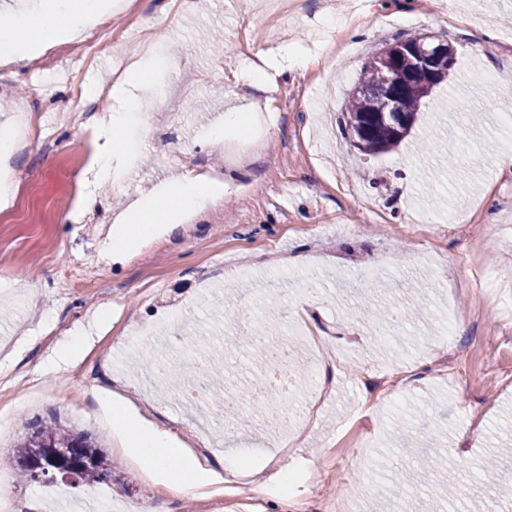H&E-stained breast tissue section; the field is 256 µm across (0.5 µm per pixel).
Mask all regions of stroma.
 I'll return each instance as SVG.
<instances>
[{
  "instance_id": "1",
  "label": "stroma",
  "mask_w": 512,
  "mask_h": 512,
  "mask_svg": "<svg viewBox=\"0 0 512 512\" xmlns=\"http://www.w3.org/2000/svg\"><path fill=\"white\" fill-rule=\"evenodd\" d=\"M108 20L113 41L93 64L78 37L50 71L0 65V132L15 131L19 104L31 109L29 149L6 154L22 204L0 203V462L13 491L31 512L94 493L75 478L19 477L26 422L55 416L99 439L113 512H209L220 497L235 512H512V168L495 162L512 154V0H200L177 11L126 0ZM410 37L449 43L455 64L397 148L362 156L340 112L368 57ZM261 51L308 64L265 91L236 82ZM146 52L151 122L124 129L123 164L79 213L89 145L106 130L95 108L69 119L73 93L111 86ZM229 110L266 122L225 131L223 151L211 150ZM184 171L220 172L223 203L131 242L120 262L103 259L128 206L159 198ZM74 258L94 280L63 285ZM380 308L395 315L381 337ZM298 313L335 359L313 369L311 344L296 338L291 409L305 392H330L283 452L249 397L265 365L248 338L282 335ZM81 333L79 354L52 367ZM189 335L202 344L187 348ZM152 351L223 363V383L207 374L201 385L249 427L211 423L197 452L193 412L144 383ZM114 399L218 481L185 493L154 476L131 455L130 432L97 418ZM230 456L261 468L263 489L225 470ZM404 471L415 476L406 490L395 485Z\"/></svg>"
}]
</instances>
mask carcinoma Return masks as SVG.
Listing matches in <instances>:
<instances>
[{
    "label": "carcinoma",
    "mask_w": 512,
    "mask_h": 512,
    "mask_svg": "<svg viewBox=\"0 0 512 512\" xmlns=\"http://www.w3.org/2000/svg\"><path fill=\"white\" fill-rule=\"evenodd\" d=\"M390 65V60L379 53L369 57L362 70L366 81L354 87L348 106L341 113L342 130L353 126L357 133L355 148L366 156L386 153L401 142L395 126L377 116L384 105V75ZM403 66L412 72V78L401 90L400 109L407 115L416 116L423 100L432 92V81L426 70L413 65L410 59H405ZM59 448L70 452L76 465L74 476L81 482L93 485L112 480V467L107 456L91 434L39 420L27 426V431L16 445L19 470L34 478L30 462Z\"/></svg>",
    "instance_id": "carcinoma-1"
}]
</instances>
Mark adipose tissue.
<instances>
[{"label":"adipose tissue","mask_w":512,"mask_h":512,"mask_svg":"<svg viewBox=\"0 0 512 512\" xmlns=\"http://www.w3.org/2000/svg\"><path fill=\"white\" fill-rule=\"evenodd\" d=\"M112 11V0H40L37 11L20 12L0 19V61L25 63L38 57L46 48L68 37L74 22H96ZM151 60L135 61L111 90L112 109L107 117L106 139L92 160L95 176H107L112 163L123 156L121 134L128 114L139 104L138 88L144 84ZM223 196L221 186L199 175L185 174L159 201H145L127 214L129 226L125 237L112 245L113 256H120L129 241L151 236L158 224L176 223L186 216H200L207 205ZM141 460L154 466L161 475L190 487L210 483L211 474L200 464L186 458L183 449L174 447L166 432L136 431L131 442Z\"/></svg>","instance_id":"ef3b65f1"}]
</instances>
